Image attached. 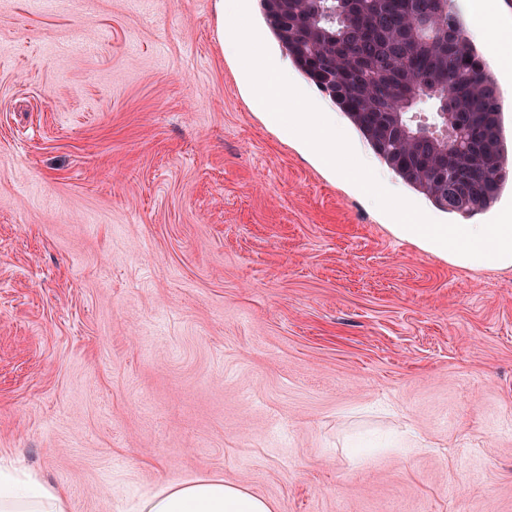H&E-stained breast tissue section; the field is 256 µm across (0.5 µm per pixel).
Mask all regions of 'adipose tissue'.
<instances>
[{
    "label": "adipose tissue",
    "mask_w": 512,
    "mask_h": 512,
    "mask_svg": "<svg viewBox=\"0 0 512 512\" xmlns=\"http://www.w3.org/2000/svg\"><path fill=\"white\" fill-rule=\"evenodd\" d=\"M0 512H67L58 489L20 483L0 473ZM140 512H274L271 502L219 476L166 485L145 500Z\"/></svg>",
    "instance_id": "obj_1"
}]
</instances>
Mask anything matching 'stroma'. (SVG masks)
<instances>
[{
    "instance_id": "obj_1",
    "label": "stroma",
    "mask_w": 512,
    "mask_h": 512,
    "mask_svg": "<svg viewBox=\"0 0 512 512\" xmlns=\"http://www.w3.org/2000/svg\"><path fill=\"white\" fill-rule=\"evenodd\" d=\"M216 0H0V464L67 512H512V268L283 139ZM140 512H274L271 502L219 476L165 485L145 500Z\"/></svg>"
}]
</instances>
